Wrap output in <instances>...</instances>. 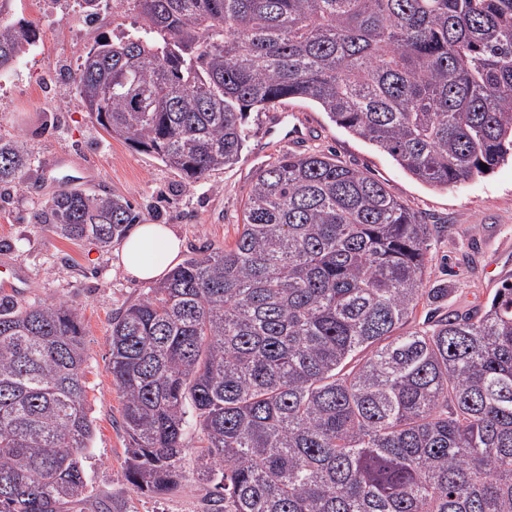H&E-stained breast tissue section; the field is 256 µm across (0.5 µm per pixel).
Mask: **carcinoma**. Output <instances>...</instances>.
Masks as SVG:
<instances>
[{
    "label": "carcinoma",
    "instance_id": "cac0c4a2",
    "mask_svg": "<svg viewBox=\"0 0 512 512\" xmlns=\"http://www.w3.org/2000/svg\"><path fill=\"white\" fill-rule=\"evenodd\" d=\"M0 0V72L37 25ZM130 26L75 93L111 138L188 184L236 164L247 119L314 103L446 188L512 160V0H112ZM0 137V188H28ZM488 171H483V168ZM125 198L63 187L33 213L107 250ZM434 225L357 168L286 152L256 173L232 244L189 255L111 323L109 372L142 494L202 434L208 512H512V282L414 324ZM81 308L0 299V512H69L94 435Z\"/></svg>",
    "mask_w": 512,
    "mask_h": 512
}]
</instances>
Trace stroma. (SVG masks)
<instances>
[{
  "mask_svg": "<svg viewBox=\"0 0 512 512\" xmlns=\"http://www.w3.org/2000/svg\"><path fill=\"white\" fill-rule=\"evenodd\" d=\"M15 5L16 16L36 21L40 31L36 49L0 74V136L24 140L32 161L28 189L0 201V258L11 259L27 275L16 302L26 306L72 300L81 307L85 401L95 427L83 469L92 500L111 503L121 512H205L209 487L194 471L200 446L195 429H188L183 438L185 477L177 489L154 498L135 492L122 478L128 437L120 426V394L108 370V337L113 315L142 298L148 283L126 277L115 265L114 250L60 238L34 223L32 215L66 185V178L52 180L45 172L51 157L65 153L93 172L91 188H106L135 205L141 223L169 225L182 238L184 253L221 248L236 236L256 172L290 145L270 134L272 113H251L250 137L240 161L185 183L154 157L110 138L73 89L82 55L95 40L111 37L116 27L111 5L104 2L93 16L82 0H43L38 12L29 0H15ZM283 107L315 127L305 150L336 155L383 182L403 204L440 226L428 253L424 286L450 288L446 306H485L502 280H512L511 161L487 176L434 188L411 177L368 142L336 127L314 104L289 100Z\"/></svg>",
  "mask_w": 512,
  "mask_h": 512,
  "instance_id": "1",
  "label": "stroma"
}]
</instances>
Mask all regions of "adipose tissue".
I'll return each instance as SVG.
<instances>
[{
    "label": "adipose tissue",
    "instance_id": "obj_1",
    "mask_svg": "<svg viewBox=\"0 0 512 512\" xmlns=\"http://www.w3.org/2000/svg\"><path fill=\"white\" fill-rule=\"evenodd\" d=\"M181 240L168 225H138L124 240L119 264L137 281L163 280L179 261Z\"/></svg>",
    "mask_w": 512,
    "mask_h": 512
}]
</instances>
